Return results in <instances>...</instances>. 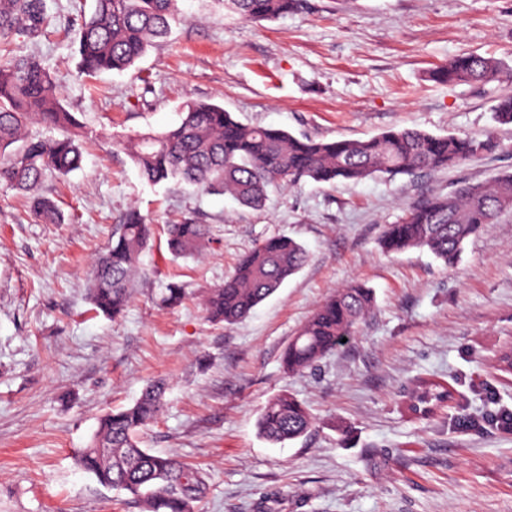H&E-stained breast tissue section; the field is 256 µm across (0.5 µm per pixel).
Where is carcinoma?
Masks as SVG:
<instances>
[{
	"instance_id": "obj_1",
	"label": "carcinoma",
	"mask_w": 512,
	"mask_h": 512,
	"mask_svg": "<svg viewBox=\"0 0 512 512\" xmlns=\"http://www.w3.org/2000/svg\"><path fill=\"white\" fill-rule=\"evenodd\" d=\"M244 19L284 17L301 0H226ZM181 19L178 0H94L93 12L77 20L75 53L87 76L122 73L147 54ZM44 0H0V186L31 194L34 215L59 224L63 217L52 201L37 194L49 174L67 176L81 167L84 126L64 106L51 72L31 55L12 53L18 37L31 42L47 34ZM502 64L474 53H462L435 69L438 83L499 82ZM181 120L161 133H139L119 142L142 178L152 184L172 180L233 197L248 207L265 204L269 188L290 187L304 179L333 183L361 181L377 175L436 172L461 167L498 148L489 136L432 134L393 129L368 139H315L272 126L247 125L224 107L186 102ZM495 118L512 123V95L499 98ZM38 123L57 129V138L26 131ZM512 211V174L486 183H465L450 194H434L410 203L399 224H387L379 238L386 254L429 250L446 267L454 266L464 243ZM153 225L136 210L127 212L95 262L88 299L92 310L111 318L122 315L131 300L130 284ZM208 241L204 224L182 221L167 225V249L175 258L199 254ZM307 249L287 236H273L244 254L235 273L205 295L207 317L235 324L249 317L308 261ZM186 288L171 283L162 302L176 307ZM372 289L352 283L329 294L291 338L282 354L285 372L297 375L321 361L356 333L373 307ZM166 384L153 380L130 406L113 409L99 422L90 445L79 457L96 481L143 505L144 512H194L206 492L202 472L180 459L143 447V434L164 407ZM451 398L447 384L420 382L406 406L428 415ZM315 417L291 394L272 396L257 419L259 434L281 443L312 429Z\"/></svg>"
}]
</instances>
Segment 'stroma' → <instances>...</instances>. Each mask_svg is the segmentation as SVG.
I'll return each instance as SVG.
<instances>
[{"label":"stroma","instance_id":"stroma-1","mask_svg":"<svg viewBox=\"0 0 512 512\" xmlns=\"http://www.w3.org/2000/svg\"><path fill=\"white\" fill-rule=\"evenodd\" d=\"M50 34L19 43L54 73L89 138L81 169L41 192L63 223L44 224L25 194L0 187V512H140L78 464L100 418L165 380L147 445L197 465L209 485L199 512H512V432L487 425L512 408V376L496 355L512 345V211L444 266L428 250L384 255L385 225L427 193L512 173V124L495 119L512 94V0H303L288 16L252 22L219 0H182L174 25L127 72L81 75L70 23L93 0H45ZM472 52L507 72L490 84H439L429 71ZM313 138H368L389 129L487 134L491 154L428 176H380L270 189L240 206L189 185L153 186L115 141L165 131L185 101ZM154 224L125 313H95L87 284L96 256L130 209ZM207 227L202 254L172 257L167 225ZM285 235L309 262L255 312L208 321L203 291L239 258ZM353 281L375 304L355 337L297 376L281 354L323 299ZM180 283L188 298L160 299ZM453 400L422 419L404 396L419 379ZM304 401L303 437L259 436L274 394Z\"/></svg>","mask_w":512,"mask_h":512}]
</instances>
